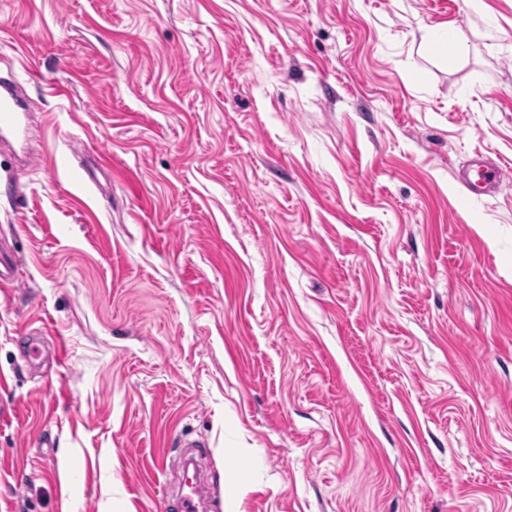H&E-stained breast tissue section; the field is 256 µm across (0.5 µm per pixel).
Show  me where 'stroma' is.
Wrapping results in <instances>:
<instances>
[{
  "label": "stroma",
  "mask_w": 512,
  "mask_h": 512,
  "mask_svg": "<svg viewBox=\"0 0 512 512\" xmlns=\"http://www.w3.org/2000/svg\"><path fill=\"white\" fill-rule=\"evenodd\" d=\"M10 72L0 512H512V0H0ZM31 112L20 100L19 91L13 80L0 81V135L17 133ZM471 172H475L476 178L470 176ZM503 178L502 167L478 158L472 160L469 164L465 175V185L471 196L482 197L487 195L488 190L492 186L498 185Z\"/></svg>",
  "instance_id": "35a3bbf8"
}]
</instances>
